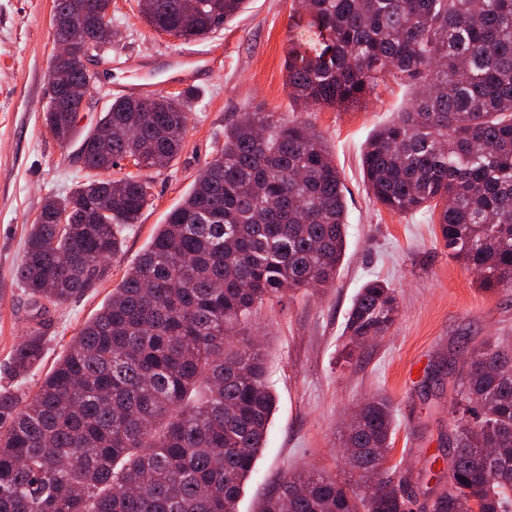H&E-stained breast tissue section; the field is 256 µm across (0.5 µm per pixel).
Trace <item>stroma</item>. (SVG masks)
<instances>
[{"mask_svg": "<svg viewBox=\"0 0 512 512\" xmlns=\"http://www.w3.org/2000/svg\"><path fill=\"white\" fill-rule=\"evenodd\" d=\"M292 0H250L236 20L207 37L184 41L150 28L138 0H112L114 38L106 54L112 76L88 97L79 123H95L128 83L148 81L160 93L180 92L159 65L188 51L211 57L205 82L193 86L188 132L166 169L146 170L150 201L123 234L109 276L64 305H47L41 319L15 270L27 230L48 198H62L84 179L75 146L59 145L44 120L49 64L55 49L54 0H0V389L33 393L81 326L110 297L137 261L158 224L178 205L220 151L226 127L254 108L305 121L321 135L347 189L348 235L331 287L301 290L266 304L256 317L267 380L276 396L267 443L256 460L237 512H257L291 471L345 478L342 433L354 407L388 396L397 421L388 458L412 470L410 492L441 491L448 466L451 363L486 340H512V288H481L453 260L436 214L424 208L398 214L368 192L360 155L376 130L409 104L408 80L387 78L369 102L348 110L304 108L286 86L285 57L298 27ZM383 280L398 292L400 314L382 337L341 358L346 313L359 288ZM39 327L43 358L16 374L13 353Z\"/></svg>", "mask_w": 512, "mask_h": 512, "instance_id": "35a3bbf8", "label": "stroma"}]
</instances>
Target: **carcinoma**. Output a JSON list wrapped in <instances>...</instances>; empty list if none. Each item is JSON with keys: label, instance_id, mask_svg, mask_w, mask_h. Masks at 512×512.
Wrapping results in <instances>:
<instances>
[{"label": "carcinoma", "instance_id": "cac0c4a2", "mask_svg": "<svg viewBox=\"0 0 512 512\" xmlns=\"http://www.w3.org/2000/svg\"><path fill=\"white\" fill-rule=\"evenodd\" d=\"M99 20L55 35L100 47ZM249 0H153L154 30L185 40L236 18ZM309 37L285 61L289 97L346 108L389 76L413 81L411 104L378 129L361 156L374 199L400 214L424 207L449 256L485 289L512 286V0H293ZM78 88L98 85L63 68ZM192 94L123 96L90 138L71 112L45 122L88 144L87 176L46 201L28 229L17 278L35 302L62 304L109 273L121 233L136 224L149 184L96 170L135 156L171 163L188 131ZM102 309L84 324L32 396L0 391V512H235L265 448L276 398L265 380L253 316L302 289L327 288L346 243L340 172L322 137L301 121L259 109L224 129V146ZM88 211V224H56L53 210ZM395 289L359 288L347 314L343 359L395 323ZM28 334L14 366L41 358ZM453 451L433 512H512V345L483 342L454 370ZM395 419L389 400H365L345 426L354 480L287 475L259 512H411L409 478L388 474ZM496 448L487 462L482 449Z\"/></svg>", "mask_w": 512, "mask_h": 512}]
</instances>
